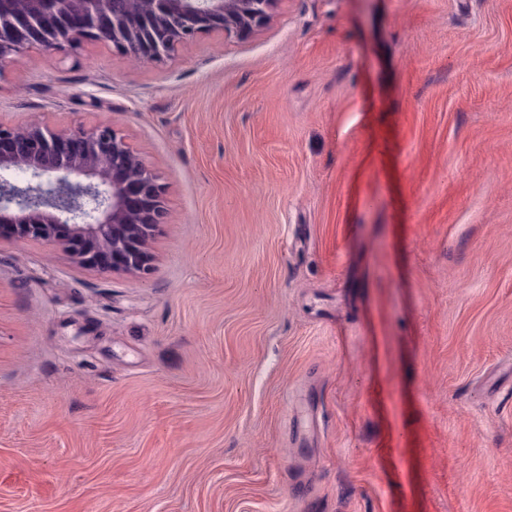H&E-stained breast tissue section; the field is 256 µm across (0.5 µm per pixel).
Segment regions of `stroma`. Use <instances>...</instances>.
<instances>
[{
	"label": "stroma",
	"instance_id": "stroma-1",
	"mask_svg": "<svg viewBox=\"0 0 512 512\" xmlns=\"http://www.w3.org/2000/svg\"><path fill=\"white\" fill-rule=\"evenodd\" d=\"M113 126L147 274L0 241V512H512V0H279L0 71Z\"/></svg>",
	"mask_w": 512,
	"mask_h": 512
}]
</instances>
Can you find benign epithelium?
<instances>
[{
  "instance_id": "benign-epithelium-1",
  "label": "benign epithelium",
  "mask_w": 512,
  "mask_h": 512,
  "mask_svg": "<svg viewBox=\"0 0 512 512\" xmlns=\"http://www.w3.org/2000/svg\"><path fill=\"white\" fill-rule=\"evenodd\" d=\"M278 0H0V72L39 46L108 45L135 61H162L197 35L245 40ZM167 223L164 190L148 163L110 126L60 134L0 123V240L48 242L80 267L142 275Z\"/></svg>"
}]
</instances>
